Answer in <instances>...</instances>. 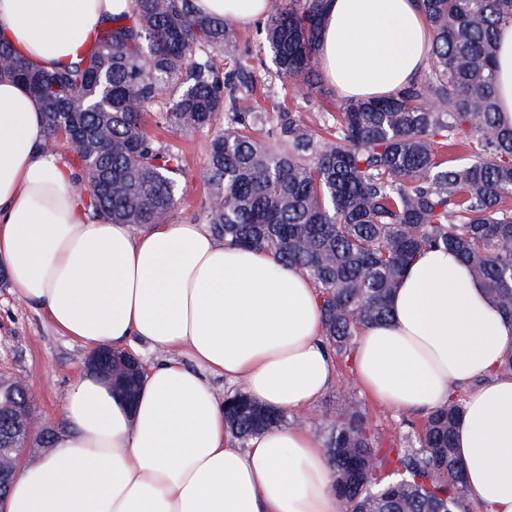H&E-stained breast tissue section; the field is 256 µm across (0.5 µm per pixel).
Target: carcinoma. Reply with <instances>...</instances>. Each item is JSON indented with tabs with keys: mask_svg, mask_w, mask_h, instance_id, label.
<instances>
[{
	"mask_svg": "<svg viewBox=\"0 0 512 512\" xmlns=\"http://www.w3.org/2000/svg\"><path fill=\"white\" fill-rule=\"evenodd\" d=\"M418 2L433 33L428 74L385 98L340 102L331 140L290 112L253 111L264 61L238 50L236 29L193 0H135L132 14L97 31L78 62L51 71L0 36V77L38 100L44 148L69 145L73 190L92 217L114 224H163L177 205L182 158L145 131L150 105L175 90L159 121L172 133L224 116L203 170L206 223L312 281L325 343L344 358L360 330L390 318L406 266L428 248L454 251L512 318V126L498 122L494 66L512 0ZM323 10L324 0H268L259 28L276 74L309 91ZM270 123L275 149L250 135ZM448 140L466 144L470 162L438 153ZM461 413L456 399L435 408L418 447L392 459L348 400L324 440L343 512H465L470 491L453 448ZM224 417L241 448L284 421L241 390L224 397Z\"/></svg>",
	"mask_w": 512,
	"mask_h": 512,
	"instance_id": "1",
	"label": "carcinoma"
}]
</instances>
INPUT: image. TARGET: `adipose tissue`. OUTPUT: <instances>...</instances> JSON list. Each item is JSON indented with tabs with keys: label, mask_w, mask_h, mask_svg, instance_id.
I'll return each mask as SVG.
<instances>
[{
	"label": "adipose tissue",
	"mask_w": 512,
	"mask_h": 512,
	"mask_svg": "<svg viewBox=\"0 0 512 512\" xmlns=\"http://www.w3.org/2000/svg\"><path fill=\"white\" fill-rule=\"evenodd\" d=\"M236 23L266 0H195ZM133 0H0V34L50 70L75 61ZM432 32L416 0H325L317 57L345 96L379 99L417 79ZM499 117L512 126V22L495 52ZM39 102L0 79V264L18 298L92 350L143 343L165 352L134 402L95 376L71 382L63 427L39 463H21L6 512H336L317 437L285 425L232 446L210 380L242 383L291 417L334 381L316 288L270 251L197 224L140 232L90 219L73 171L44 150ZM388 321L364 328L353 363L385 405L431 411L465 392L455 448L489 512H512V346L503 316L459 258L428 249L408 265Z\"/></svg>",
	"instance_id": "adipose-tissue-1"
}]
</instances>
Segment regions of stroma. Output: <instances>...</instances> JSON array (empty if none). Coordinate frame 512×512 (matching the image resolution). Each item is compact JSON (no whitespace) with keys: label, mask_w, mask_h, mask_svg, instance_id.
I'll return each mask as SVG.
<instances>
[{"label":"stroma","mask_w":512,"mask_h":512,"mask_svg":"<svg viewBox=\"0 0 512 512\" xmlns=\"http://www.w3.org/2000/svg\"><path fill=\"white\" fill-rule=\"evenodd\" d=\"M341 100V94L329 81H322L320 91L311 95L304 88L281 81L274 66L269 65L260 71L253 105L270 112L286 106L308 127L319 129L330 123ZM162 108L159 102L149 107L145 129L178 150L183 158L178 176L181 192L170 221L203 223L208 187L202 172L212 132H165L157 125ZM87 356V348L62 335L43 310L19 300L6 272H0V372L26 377L32 388V407L48 426L60 428L61 403L72 379L83 370ZM335 365L333 384L313 406L299 413L300 425L317 437H324L328 423L341 413L345 399L352 398L366 413L380 447L402 448L414 440L423 415L383 405L357 383L352 363L339 358Z\"/></svg>","instance_id":"stroma-1"}]
</instances>
